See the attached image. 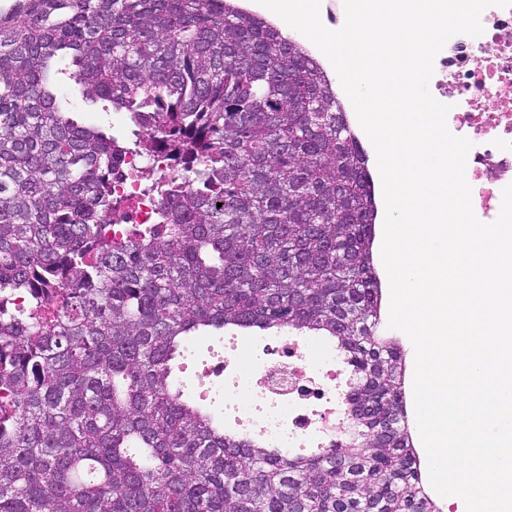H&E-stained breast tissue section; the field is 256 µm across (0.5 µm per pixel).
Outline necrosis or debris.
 Wrapping results in <instances>:
<instances>
[{
	"instance_id": "necrosis-or-debris-1",
	"label": "necrosis or debris",
	"mask_w": 512,
	"mask_h": 512,
	"mask_svg": "<svg viewBox=\"0 0 512 512\" xmlns=\"http://www.w3.org/2000/svg\"><path fill=\"white\" fill-rule=\"evenodd\" d=\"M482 35L453 36L434 60L431 95L447 104V127L472 143L465 173L472 207L485 223L501 208L507 173L512 172V7L492 6L481 15ZM160 180L177 168L164 158L125 155L112 182V235L121 239L131 224H151L157 194L144 192L143 169ZM344 367L335 350L320 353L284 340L273 363H238L224 356L197 377L204 399L222 403L245 427L258 422L260 437L273 448H330L344 424Z\"/></svg>"
}]
</instances>
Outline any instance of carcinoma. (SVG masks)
Wrapping results in <instances>:
<instances>
[{
	"mask_svg": "<svg viewBox=\"0 0 512 512\" xmlns=\"http://www.w3.org/2000/svg\"><path fill=\"white\" fill-rule=\"evenodd\" d=\"M126 114L125 145L58 105ZM136 147L180 163L112 239ZM368 156L298 42L232 0H17L0 13V512H440L405 350L378 332ZM328 336L344 443L272 452L184 397L204 328ZM415 446H416V448H418V451H419V454L421 457L423 478L428 484V487L430 489L432 497L436 500L437 504L440 505L442 512H465V511H463L465 509L464 504H462L461 502L455 501L449 497H447V498L442 497L432 487L431 482H430V477H429L428 464L426 461V451H425L423 443L419 439L417 433H416V439H415Z\"/></svg>",
	"mask_w": 512,
	"mask_h": 512,
	"instance_id": "obj_1",
	"label": "carcinoma"
}]
</instances>
